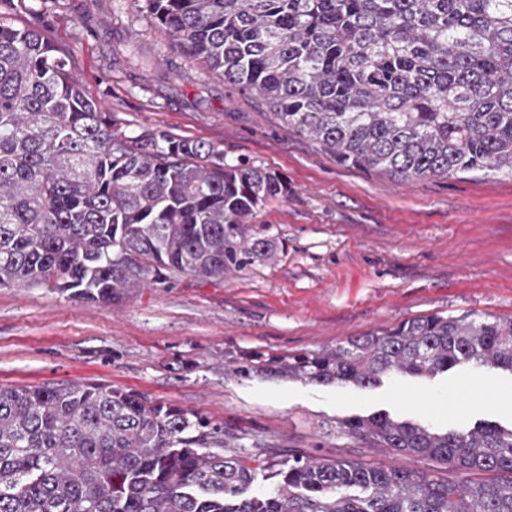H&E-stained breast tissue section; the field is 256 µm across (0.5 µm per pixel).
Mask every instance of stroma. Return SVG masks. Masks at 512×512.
I'll use <instances>...</instances> for the list:
<instances>
[{"instance_id": "35a3bbf8", "label": "stroma", "mask_w": 512, "mask_h": 512, "mask_svg": "<svg viewBox=\"0 0 512 512\" xmlns=\"http://www.w3.org/2000/svg\"><path fill=\"white\" fill-rule=\"evenodd\" d=\"M20 25L63 48L118 126L209 141L288 182L250 234L272 242L223 280L179 274L112 302L49 288H0V386L103 383L223 427L230 451L392 454L341 434L338 420L388 412L435 429L512 425V374L462 368L393 373L378 386L245 379L248 352L291 355L431 314L512 320V172L403 183L345 167L273 123L255 96L173 50L137 0H26Z\"/></svg>"}]
</instances>
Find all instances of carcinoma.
Segmentation results:
<instances>
[{
  "label": "carcinoma",
  "mask_w": 512,
  "mask_h": 512,
  "mask_svg": "<svg viewBox=\"0 0 512 512\" xmlns=\"http://www.w3.org/2000/svg\"><path fill=\"white\" fill-rule=\"evenodd\" d=\"M185 58L346 167L410 183L512 171V0H145ZM288 182L214 144L116 127L59 48L0 13V288L110 302L271 251L249 224ZM241 378L372 387L458 366L512 373V321L433 314L334 349L232 359ZM421 468L300 449L221 451L224 430L102 383L0 387V512H512V427L339 422ZM276 478L252 493L259 476Z\"/></svg>",
  "instance_id": "1"
}]
</instances>
